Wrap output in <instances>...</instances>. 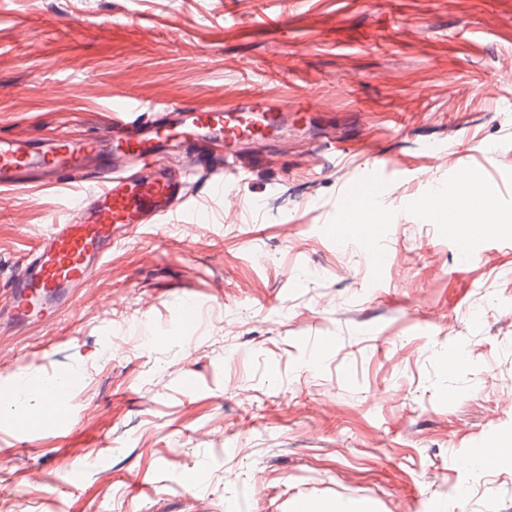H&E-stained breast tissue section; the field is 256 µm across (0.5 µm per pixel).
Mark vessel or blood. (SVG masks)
Here are the masks:
<instances>
[{
	"label": "vessel or blood",
	"mask_w": 512,
	"mask_h": 512,
	"mask_svg": "<svg viewBox=\"0 0 512 512\" xmlns=\"http://www.w3.org/2000/svg\"><path fill=\"white\" fill-rule=\"evenodd\" d=\"M287 114L263 98L214 109L203 105L161 107L147 121L125 122L121 132L70 142L0 137V188L19 185L24 172H50L58 184H85L92 194L72 220L49 225L37 247L25 255L9 288L6 317L23 326L51 321L71 293L88 286L105 255L142 224H164L187 200L185 175L165 161L171 142L187 146L195 172L223 190L224 171L252 167L238 153L245 140L279 130ZM224 141L223 154L211 140ZM66 391L42 400L37 425L54 429L74 417Z\"/></svg>",
	"instance_id": "b4317fda"
}]
</instances>
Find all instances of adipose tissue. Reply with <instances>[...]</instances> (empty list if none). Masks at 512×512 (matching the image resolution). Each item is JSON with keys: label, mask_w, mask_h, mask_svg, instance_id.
<instances>
[{"label": "adipose tissue", "mask_w": 512, "mask_h": 512, "mask_svg": "<svg viewBox=\"0 0 512 512\" xmlns=\"http://www.w3.org/2000/svg\"><path fill=\"white\" fill-rule=\"evenodd\" d=\"M419 207L434 222H453L462 236L470 235L475 219H483L487 225L502 223L492 193L479 183L471 182L454 192H442L420 202ZM378 195L360 198L347 210L346 223L338 233L345 238L370 242L381 215Z\"/></svg>", "instance_id": "ef3b65f1"}]
</instances>
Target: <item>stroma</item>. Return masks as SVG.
I'll use <instances>...</instances> for the list:
<instances>
[{
	"label": "stroma",
	"mask_w": 512,
	"mask_h": 512,
	"mask_svg": "<svg viewBox=\"0 0 512 512\" xmlns=\"http://www.w3.org/2000/svg\"><path fill=\"white\" fill-rule=\"evenodd\" d=\"M255 96L289 114L242 144L246 180L113 246L51 322L0 323V500L512 512V455L467 460L512 438V0H0V136L82 140L125 101ZM377 156L385 222L373 245L337 240L339 197ZM473 178L507 222L465 262L415 204ZM90 193L0 190V306ZM58 379L71 425L17 427L23 382Z\"/></svg>",
	"instance_id": "1"
}]
</instances>
